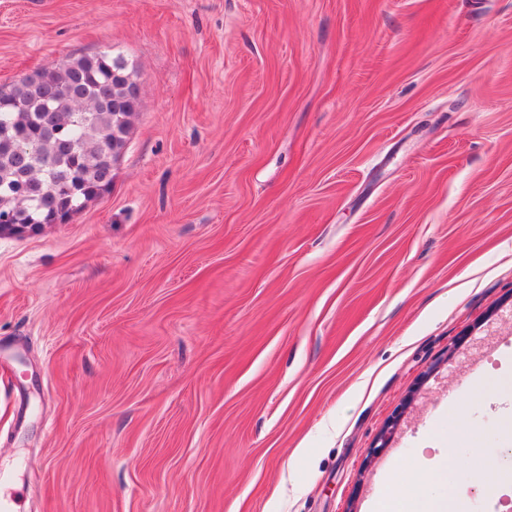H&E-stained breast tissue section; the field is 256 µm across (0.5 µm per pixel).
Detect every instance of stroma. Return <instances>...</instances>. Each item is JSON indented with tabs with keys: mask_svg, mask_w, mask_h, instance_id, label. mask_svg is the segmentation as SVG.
<instances>
[{
	"mask_svg": "<svg viewBox=\"0 0 512 512\" xmlns=\"http://www.w3.org/2000/svg\"><path fill=\"white\" fill-rule=\"evenodd\" d=\"M104 51L110 191L0 236L20 512H503L433 473L512 476V0H0L2 87ZM408 483L413 489L411 495L407 500H405L408 512L447 511L441 509L433 510L429 508L430 504L434 502V499L429 496L428 492L421 489L417 471H412L409 474Z\"/></svg>",
	"mask_w": 512,
	"mask_h": 512,
	"instance_id": "stroma-1",
	"label": "stroma"
}]
</instances>
